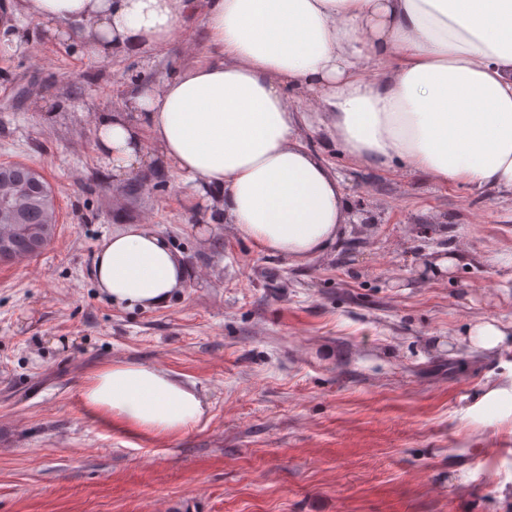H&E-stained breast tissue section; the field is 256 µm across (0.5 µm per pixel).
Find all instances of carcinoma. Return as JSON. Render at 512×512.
I'll return each mask as SVG.
<instances>
[{
    "instance_id": "cac0c4a2",
    "label": "carcinoma",
    "mask_w": 512,
    "mask_h": 512,
    "mask_svg": "<svg viewBox=\"0 0 512 512\" xmlns=\"http://www.w3.org/2000/svg\"><path fill=\"white\" fill-rule=\"evenodd\" d=\"M37 177V168L28 164L0 163V185L25 190V194L7 201L17 209V223L0 219V242H6L17 259L38 255L56 234L52 199L32 184Z\"/></svg>"
}]
</instances>
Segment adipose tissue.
<instances>
[{"label": "adipose tissue", "instance_id": "adipose-tissue-1", "mask_svg": "<svg viewBox=\"0 0 512 512\" xmlns=\"http://www.w3.org/2000/svg\"><path fill=\"white\" fill-rule=\"evenodd\" d=\"M48 36L92 63L163 53L199 18L204 50L178 73L99 111L95 149L120 180L174 173L213 221L303 262L325 253L350 205L296 135L325 115L332 143L362 165L401 164L440 181L512 192V0H21ZM310 94L308 105L293 92ZM182 256L144 223L104 236L96 288L129 308L185 287ZM80 398L92 420L166 438L206 414L178 374L115 362Z\"/></svg>", "mask_w": 512, "mask_h": 512}]
</instances>
